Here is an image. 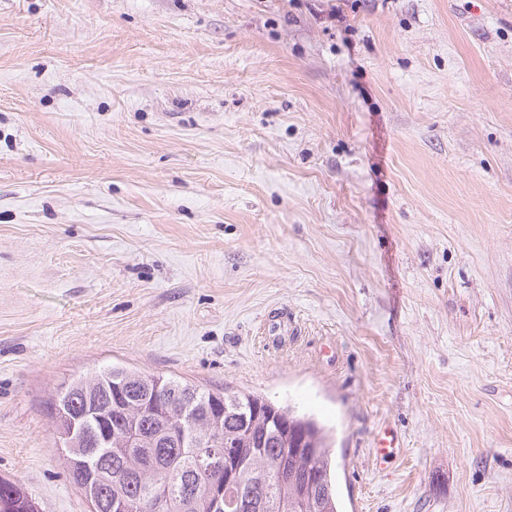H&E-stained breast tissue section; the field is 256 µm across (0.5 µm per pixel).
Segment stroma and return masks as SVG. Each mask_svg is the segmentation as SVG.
Returning <instances> with one entry per match:
<instances>
[{"mask_svg": "<svg viewBox=\"0 0 512 512\" xmlns=\"http://www.w3.org/2000/svg\"><path fill=\"white\" fill-rule=\"evenodd\" d=\"M114 364L314 415L341 512H512V0H0V477L40 512H88L50 401Z\"/></svg>", "mask_w": 512, "mask_h": 512, "instance_id": "stroma-1", "label": "stroma"}]
</instances>
